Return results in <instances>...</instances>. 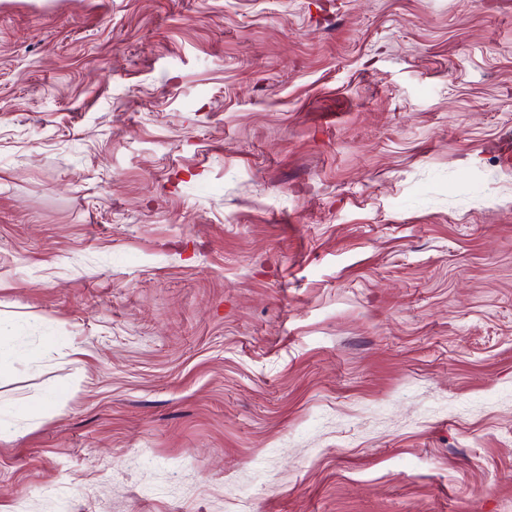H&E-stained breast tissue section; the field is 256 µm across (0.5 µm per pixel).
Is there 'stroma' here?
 <instances>
[{"label": "stroma", "mask_w": 512, "mask_h": 512, "mask_svg": "<svg viewBox=\"0 0 512 512\" xmlns=\"http://www.w3.org/2000/svg\"><path fill=\"white\" fill-rule=\"evenodd\" d=\"M512 0H0V512H512Z\"/></svg>", "instance_id": "1"}]
</instances>
